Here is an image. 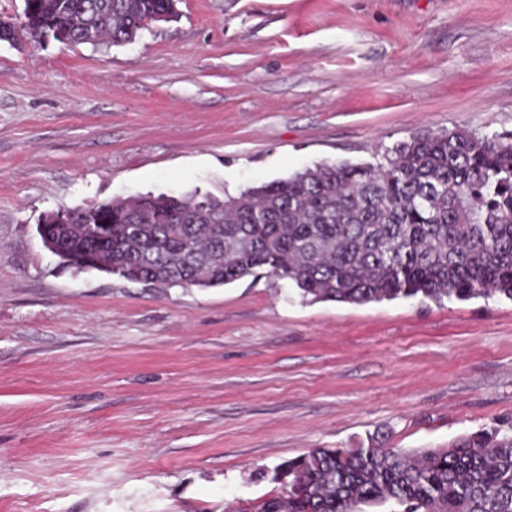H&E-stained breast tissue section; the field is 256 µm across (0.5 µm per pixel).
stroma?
Masks as SVG:
<instances>
[{"instance_id":"stroma-1","label":"stroma","mask_w":512,"mask_h":512,"mask_svg":"<svg viewBox=\"0 0 512 512\" xmlns=\"http://www.w3.org/2000/svg\"><path fill=\"white\" fill-rule=\"evenodd\" d=\"M0 42V512H245L312 448L512 430V300L302 302L60 267L59 206L217 197L418 134L512 143V0H177Z\"/></svg>"}]
</instances>
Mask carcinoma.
<instances>
[{
  "mask_svg": "<svg viewBox=\"0 0 512 512\" xmlns=\"http://www.w3.org/2000/svg\"><path fill=\"white\" fill-rule=\"evenodd\" d=\"M170 0H29L23 31L134 42ZM59 263L160 288H215L262 269L311 302L512 300V144L416 135L375 164L321 163L236 196L145 194L77 207ZM253 512H512V433L446 448H312Z\"/></svg>",
  "mask_w": 512,
  "mask_h": 512,
  "instance_id": "obj_1",
  "label": "carcinoma"
}]
</instances>
